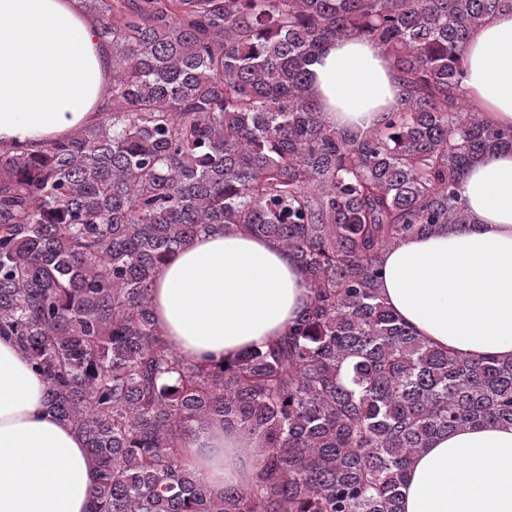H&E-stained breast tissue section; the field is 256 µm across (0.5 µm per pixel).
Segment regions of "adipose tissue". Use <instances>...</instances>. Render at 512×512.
<instances>
[{"label": "adipose tissue", "mask_w": 512, "mask_h": 512, "mask_svg": "<svg viewBox=\"0 0 512 512\" xmlns=\"http://www.w3.org/2000/svg\"><path fill=\"white\" fill-rule=\"evenodd\" d=\"M470 106L512 126V12L475 29L464 51ZM112 61L75 0H0V145L34 153L95 124ZM310 94L324 121L367 130L398 109L403 85L368 39L331 42L312 64ZM461 195L471 229L402 240L383 260L381 292L403 323L472 358H512V149L468 169ZM293 256L235 227L199 235L151 288L169 346L194 362L265 347L309 300ZM45 383L0 337V512H88L96 467L85 441L44 406ZM188 462L215 490L246 485L253 451L214 424L196 430ZM403 512H512V426L486 423L440 436L415 459Z\"/></svg>", "instance_id": "ef3b65f1"}]
</instances>
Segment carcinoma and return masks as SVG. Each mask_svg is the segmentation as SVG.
I'll list each match as a JSON object with an SVG mask.
<instances>
[{
  "mask_svg": "<svg viewBox=\"0 0 512 512\" xmlns=\"http://www.w3.org/2000/svg\"><path fill=\"white\" fill-rule=\"evenodd\" d=\"M112 47L101 119L36 153L0 147V336L46 383L97 467L89 512H401L415 457L512 425V360L418 335L380 295L385 252L465 230L459 182L512 147L464 88L471 32L512 0H84ZM388 52L402 106L328 125L309 66L337 39ZM288 250L309 301L265 349L193 364L150 290L200 234ZM214 421L262 454L214 491L187 438Z\"/></svg>",
  "mask_w": 512,
  "mask_h": 512,
  "instance_id": "cac0c4a2",
  "label": "carcinoma"
}]
</instances>
